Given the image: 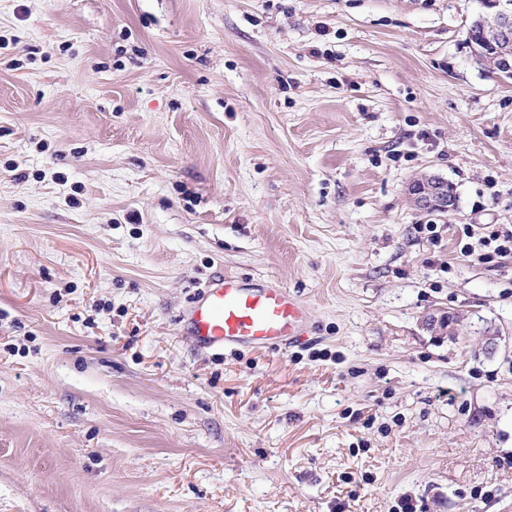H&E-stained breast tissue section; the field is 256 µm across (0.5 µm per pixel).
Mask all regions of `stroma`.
<instances>
[{
  "label": "stroma",
  "instance_id": "35a3bbf8",
  "mask_svg": "<svg viewBox=\"0 0 512 512\" xmlns=\"http://www.w3.org/2000/svg\"><path fill=\"white\" fill-rule=\"evenodd\" d=\"M495 12L0 0V512H512V258L461 254L512 227ZM226 272L308 341L196 347ZM481 27L478 26L476 20L470 25L468 30V40L471 42L472 55L476 61L482 65L489 73L496 74L497 63L495 56L487 48H485L479 40H481ZM409 195L414 207L420 212H436L451 216L456 210V198L448 181L430 175L413 180ZM460 323V317L450 312L430 314L423 319L425 328L437 336H459Z\"/></svg>",
  "mask_w": 512,
  "mask_h": 512
}]
</instances>
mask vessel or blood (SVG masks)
<instances>
[{"instance_id":"1","label":"vessel or blood","mask_w":512,"mask_h":512,"mask_svg":"<svg viewBox=\"0 0 512 512\" xmlns=\"http://www.w3.org/2000/svg\"><path fill=\"white\" fill-rule=\"evenodd\" d=\"M181 319L197 347L223 350L279 349L304 339L308 328L305 303L285 287L249 286L233 274L206 284Z\"/></svg>"}]
</instances>
